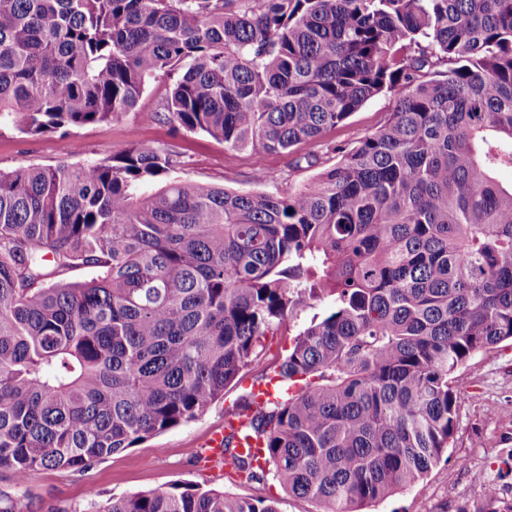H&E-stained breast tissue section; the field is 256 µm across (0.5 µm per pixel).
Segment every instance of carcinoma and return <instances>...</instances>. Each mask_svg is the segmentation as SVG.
Segmentation results:
<instances>
[{"label": "carcinoma", "instance_id": "cac0c4a2", "mask_svg": "<svg viewBox=\"0 0 512 512\" xmlns=\"http://www.w3.org/2000/svg\"><path fill=\"white\" fill-rule=\"evenodd\" d=\"M171 81L159 120L229 149L386 123L286 196L170 180L159 147L0 173V469L81 470L195 420L310 302L256 467L364 512L447 453L457 381L512 343V0H0V129L68 133ZM99 275L72 281L73 272ZM100 512H279L173 483Z\"/></svg>", "mask_w": 512, "mask_h": 512}]
</instances>
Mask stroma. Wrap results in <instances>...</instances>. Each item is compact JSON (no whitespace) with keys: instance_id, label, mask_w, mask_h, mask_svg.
I'll return each mask as SVG.
<instances>
[{"instance_id":"stroma-1","label":"stroma","mask_w":512,"mask_h":512,"mask_svg":"<svg viewBox=\"0 0 512 512\" xmlns=\"http://www.w3.org/2000/svg\"><path fill=\"white\" fill-rule=\"evenodd\" d=\"M168 91L166 81H148L135 111L68 134L25 136L0 129V171L30 166L78 165L124 154L131 147H160L177 161L170 176L189 184L219 186L237 192L284 195L312 183L320 170L337 161L333 148L354 147L388 118L391 94L367 101L344 123L318 143H307L287 153L232 151L203 134L174 130L154 118ZM313 154L317 166L301 163ZM266 178L254 179L256 169ZM327 300L312 302L289 329L281 330L262 359L245 372V382L268 371L285 355L292 333L301 323L323 313ZM460 403L456 429L447 458L428 476L399 488L388 498L370 504L366 512H457L461 505L477 506L484 489L472 479L482 472L495 482L512 486V345L503 343L471 357L459 382ZM243 384L228 387L223 399L202 417L147 439L142 444L94 463L84 470L44 469L25 485L0 469V493L19 500L23 512H101L112 498L159 489L173 482L201 489L218 488L245 497H275L280 512H318V504L288 494L273 480L233 481L205 473L195 463L192 449L203 447L208 435L224 423V409L243 393Z\"/></svg>"}]
</instances>
